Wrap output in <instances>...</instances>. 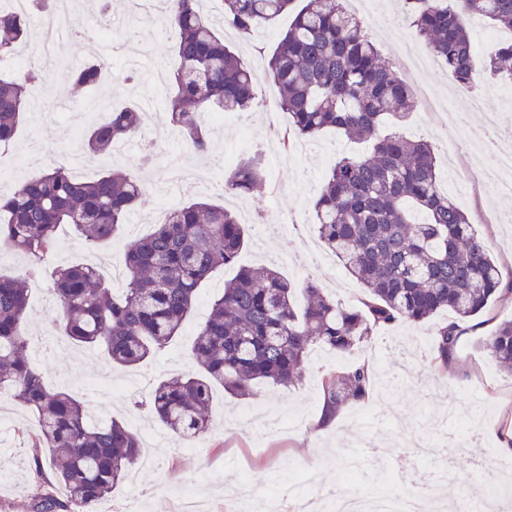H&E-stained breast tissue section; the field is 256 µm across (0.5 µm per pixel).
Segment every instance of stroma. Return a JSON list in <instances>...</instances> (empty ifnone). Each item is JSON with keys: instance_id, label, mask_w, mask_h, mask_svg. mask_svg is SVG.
Segmentation results:
<instances>
[{"instance_id": "1", "label": "stroma", "mask_w": 512, "mask_h": 512, "mask_svg": "<svg viewBox=\"0 0 512 512\" xmlns=\"http://www.w3.org/2000/svg\"><path fill=\"white\" fill-rule=\"evenodd\" d=\"M381 18L367 26L370 39L383 58L396 61L402 38L410 29L388 24V16L402 12L403 0H378ZM291 22L280 16L259 38L245 42L232 31L224 40L253 68L258 78L261 108L228 112L223 127L214 129L211 150L201 155L178 142L169 143L161 164L134 166L147 189L133 213L141 232L163 223L160 190L167 187L166 164L175 157L210 176L221 177V164L228 156L243 158L260 154L266 161L264 185L246 198L208 191L209 199L238 212L248 230V242L237 266L216 270L200 288L191 316L178 338L155 359L143 365L152 381L181 373L188 368V349L198 325L209 312L213 298L233 278L238 266L277 263L281 274L293 281L315 279L328 293L349 307L359 306L365 296L361 285L337 259L313 264L318 237L313 229L310 201L317 193L327 169L344 155L368 151V144L328 130L316 137L308 152L290 161H278L277 148L288 128V116L277 106V90L266 78L264 66L270 50ZM112 44V66L95 92L51 79V89L30 106L8 149L0 152V168L10 167L27 155L32 145L50 149L51 160H63L75 151L77 140H64L58 113L66 107L87 106L111 90L112 105L122 108L151 103L162 107L167 83L144 81L129 87L135 69L132 59L147 60L158 69L171 68L173 39L149 14L136 25L118 22L100 30ZM484 112L443 110L413 112L405 133L436 147L437 169L443 191L467 212L485 238L490 253L512 281V193L496 191L476 178L487 155L474 149L473 127L482 125ZM84 247L72 241L68 252L52 254L38 272V283L30 291L27 334L54 338L56 311L51 305V274L55 267L82 261ZM512 317V292H499L482 314L460 321V337L447 375L435 374L424 363L420 341H431L439 324L430 319L418 324L396 323L374 330L371 338L354 349L349 359L368 364L374 384L367 399L344 407L329 425L318 423L324 394L321 377L335 368L329 352L314 350L301 382L284 387L261 385L256 396L236 400L221 385H213L210 416L212 429L204 435L180 441L169 436L165 426L152 419L145 397L115 388L97 390L98 376L107 366L101 352L73 346L48 351L37 358L50 388L82 397L88 410L110 412L137 435L152 431L162 441L148 448L151 465L133 466L131 477L117 487L102 504L103 512H180L174 489L186 486L203 494L212 512H232L240 480L251 481L255 492L249 512H294L296 497L307 484H314L323 497L363 492L404 497L416 493L415 481L422 474L446 473L436 499L456 505L462 494L478 493L474 460L497 466L503 461L499 447L503 428L512 429V374L499 370L484 348L498 324ZM38 428L37 416L12 407L11 416L0 424V512H30L32 492L45 489L57 499L65 494L51 471L35 473L33 450L27 435Z\"/></svg>"}]
</instances>
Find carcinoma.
Instances as JSON below:
<instances>
[{
  "label": "carcinoma",
  "mask_w": 512,
  "mask_h": 512,
  "mask_svg": "<svg viewBox=\"0 0 512 512\" xmlns=\"http://www.w3.org/2000/svg\"><path fill=\"white\" fill-rule=\"evenodd\" d=\"M202 2L162 0L161 14L175 59L166 120L200 154L211 144L206 113L259 105L254 72L224 43ZM221 2L224 28L243 41L253 40L282 14H293L266 67L279 91V107L289 116L288 136L310 140L333 128L373 143L365 156L339 158L312 201L319 240L344 262L366 298L360 307H347L309 278L295 283L272 265L239 268L190 345L195 369L161 380L149 393L151 413L177 437L209 429L211 382L240 398L255 395L261 382L290 386L302 379L315 348L339 358L321 380L325 411L337 415L347 404L364 400L373 386L366 364L342 358L374 329L399 321L444 316L425 360L445 373L458 343V321L477 316L501 284L484 238L440 188L435 147L383 131V124L402 121L417 102L339 0ZM405 2L415 32L463 88L476 85L464 16L478 15L512 31V0ZM53 15L54 0H30L26 15L0 7V60L30 44L31 20ZM108 69L110 60L98 57L66 71L64 78L91 89ZM485 70L512 79V42L490 57ZM40 79L35 70L0 74V147L13 142ZM140 126L141 115L132 106L91 121L82 130L78 152L108 156L116 141ZM70 166L68 161L44 168L12 194H0V249L34 264L20 276L0 274V394L39 417V431L31 436L35 469L49 467L74 506L71 512H93L138 462L142 442L118 420L91 423L82 400L50 388L42 370L24 357L29 285L56 249L60 225H71L88 247L109 243L145 185L121 169L83 182ZM264 178L262 157L248 156L225 171L224 193L250 195ZM246 242L247 231L232 211L205 198L188 202L125 248V288L119 297L94 265L56 267V328L74 347L102 349L114 367L138 368L179 335L201 284L214 269L234 265ZM484 348L500 369L512 373V319L500 322ZM43 448L51 449L47 459L41 457ZM62 507L48 492L32 496L31 512Z\"/></svg>",
  "instance_id": "cac0c4a2"
}]
</instances>
